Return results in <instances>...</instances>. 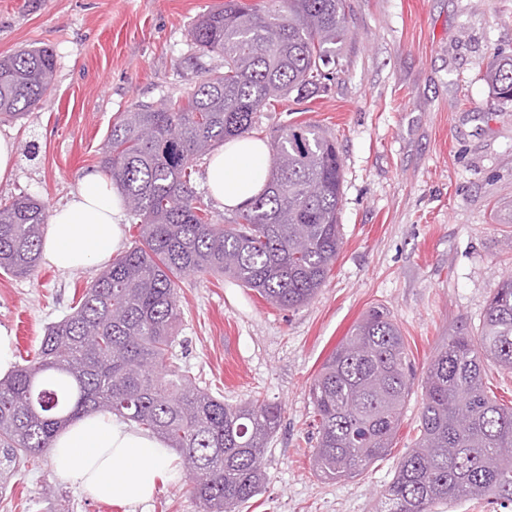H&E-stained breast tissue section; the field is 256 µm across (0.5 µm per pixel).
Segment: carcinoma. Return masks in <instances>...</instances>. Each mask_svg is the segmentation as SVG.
<instances>
[{
  "mask_svg": "<svg viewBox=\"0 0 512 512\" xmlns=\"http://www.w3.org/2000/svg\"><path fill=\"white\" fill-rule=\"evenodd\" d=\"M191 40L224 59L185 97L121 113L99 164L117 186L140 240L47 327L33 359L0 381V466L48 450L66 422L110 413L157 434L182 458L203 512H236L266 483L263 455L281 425L278 405L229 404L177 363L178 280L228 275L281 310L310 302L342 245L343 170L335 138L287 126L271 142L270 178L228 224L211 222L191 185L194 162L250 134L273 101L325 87L350 38L346 0H225L198 16ZM50 48L0 57V121L43 107L53 90ZM512 101V57L485 74ZM45 203L0 202V270L24 277L40 258ZM512 372V276L491 295L480 332L448 337L425 373L420 436L385 490L384 512H433L462 498L512 505V407L489 395L486 368ZM411 364L400 327L380 309L357 322L310 386L317 417L312 464L352 479L384 457L400 427ZM207 471L208 481L196 475Z\"/></svg>",
  "mask_w": 512,
  "mask_h": 512,
  "instance_id": "obj_1",
  "label": "carcinoma"
}]
</instances>
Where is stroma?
<instances>
[{"label":"stroma","mask_w":512,"mask_h":512,"mask_svg":"<svg viewBox=\"0 0 512 512\" xmlns=\"http://www.w3.org/2000/svg\"><path fill=\"white\" fill-rule=\"evenodd\" d=\"M221 0H0V56L51 47L55 87L43 109L0 123L15 144L4 195L64 203L98 172L97 149L121 112L160 104L223 71L192 44L197 16ZM351 37L324 89L261 112L254 136L292 123L332 134L343 162V245L316 297L284 311L231 277L187 275L178 288L174 351L197 384L225 402L258 396L282 408L263 463L267 483L240 512H379L418 435L423 377L458 331L477 334L488 299L512 275V102L483 79L512 55V0H351ZM38 263L0 271V326L17 361L70 313L99 274ZM406 338L413 379L386 456L331 480L312 467L309 386L370 309ZM0 512H202L189 480L126 506L85 496L49 454L0 481Z\"/></svg>","instance_id":"obj_1"}]
</instances>
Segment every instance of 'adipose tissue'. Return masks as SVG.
Returning <instances> with one entry per match:
<instances>
[{
  "instance_id": "ef3b65f1",
  "label": "adipose tissue",
  "mask_w": 512,
  "mask_h": 512,
  "mask_svg": "<svg viewBox=\"0 0 512 512\" xmlns=\"http://www.w3.org/2000/svg\"><path fill=\"white\" fill-rule=\"evenodd\" d=\"M268 149L241 138L213 154L203 180L220 206L245 205L264 187ZM123 200L104 175L85 176L77 191L51 214L42 239L44 261L60 270L111 263L124 239ZM54 470L94 499L128 505L151 500L160 481L181 480L168 445L157 435L89 413L69 422L51 443Z\"/></svg>"
}]
</instances>
